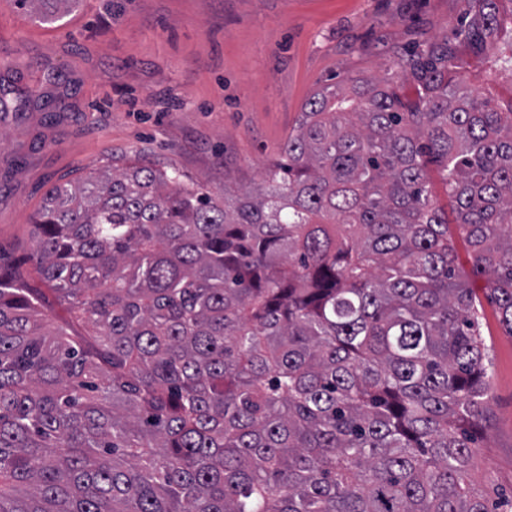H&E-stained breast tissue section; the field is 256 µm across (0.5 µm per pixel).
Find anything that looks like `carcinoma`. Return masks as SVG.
<instances>
[{"label":"carcinoma","instance_id":"carcinoma-1","mask_svg":"<svg viewBox=\"0 0 512 512\" xmlns=\"http://www.w3.org/2000/svg\"><path fill=\"white\" fill-rule=\"evenodd\" d=\"M468 2L318 89L262 187L135 157L49 188L34 270L0 267V512H497L466 490L489 347L456 238L512 335V101L464 80L512 76V35ZM467 81L473 89L485 96L506 100L510 93V79L495 72L491 60L476 61L466 73Z\"/></svg>","mask_w":512,"mask_h":512}]
</instances>
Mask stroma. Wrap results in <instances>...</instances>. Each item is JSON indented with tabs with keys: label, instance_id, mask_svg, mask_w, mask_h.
<instances>
[{
	"label": "stroma",
	"instance_id": "35a3bbf8",
	"mask_svg": "<svg viewBox=\"0 0 512 512\" xmlns=\"http://www.w3.org/2000/svg\"><path fill=\"white\" fill-rule=\"evenodd\" d=\"M465 0H76L49 23L0 0V85L49 105L0 119V264L33 268L32 219L52 184L135 154L215 194L260 182L306 99L380 78L393 46L452 33ZM459 262L492 347V410L474 479L512 496V336L487 274Z\"/></svg>",
	"mask_w": 512,
	"mask_h": 512
}]
</instances>
